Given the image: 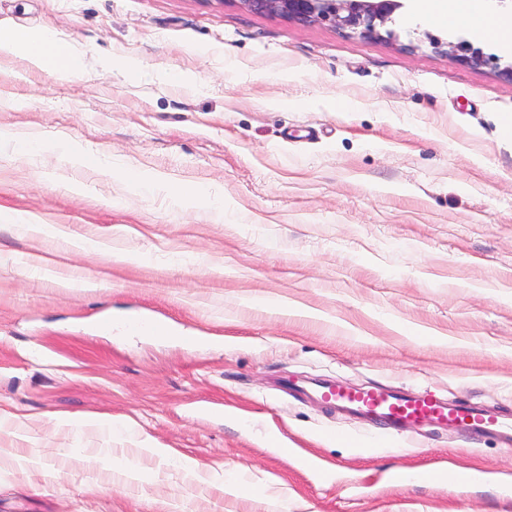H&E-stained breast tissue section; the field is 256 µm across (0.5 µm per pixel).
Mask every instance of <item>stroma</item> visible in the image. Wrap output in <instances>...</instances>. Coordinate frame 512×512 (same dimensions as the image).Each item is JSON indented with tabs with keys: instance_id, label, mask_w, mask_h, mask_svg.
I'll use <instances>...</instances> for the list:
<instances>
[{
	"instance_id": "stroma-1",
	"label": "stroma",
	"mask_w": 512,
	"mask_h": 512,
	"mask_svg": "<svg viewBox=\"0 0 512 512\" xmlns=\"http://www.w3.org/2000/svg\"><path fill=\"white\" fill-rule=\"evenodd\" d=\"M0 25L83 55L70 81L0 55V130L106 167L0 143V512H512V440L388 434L313 395L333 380L512 419V79L428 41L468 28L404 7L366 39L239 0H0ZM172 69L189 81H165ZM130 170L161 190L135 193ZM173 186L206 201L173 208ZM84 279L101 289L74 288ZM146 318L167 334L125 330ZM89 415L104 425L75 428ZM142 434L169 456L141 452ZM97 453L114 469L91 467ZM438 466L484 478L459 492L390 479ZM131 468L145 479L124 484ZM241 470L247 490L224 495L220 477Z\"/></svg>"
}]
</instances>
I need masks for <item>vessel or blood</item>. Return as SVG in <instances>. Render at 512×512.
<instances>
[{
	"label": "vessel or blood",
	"instance_id": "b4317fda",
	"mask_svg": "<svg viewBox=\"0 0 512 512\" xmlns=\"http://www.w3.org/2000/svg\"><path fill=\"white\" fill-rule=\"evenodd\" d=\"M320 396L345 408L368 415L373 421L399 431L408 425L428 421L434 424L463 425L477 433H489L505 427L496 414L473 406L451 404L432 393L411 396L390 390H356L324 387Z\"/></svg>",
	"mask_w": 512,
	"mask_h": 512
}]
</instances>
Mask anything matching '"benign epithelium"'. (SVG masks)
<instances>
[{
	"mask_svg": "<svg viewBox=\"0 0 512 512\" xmlns=\"http://www.w3.org/2000/svg\"><path fill=\"white\" fill-rule=\"evenodd\" d=\"M247 8L260 13L277 15L299 22H330L351 30L363 38L380 36L378 27L393 21V14L401 7L400 0H240ZM430 44L439 49L447 46L449 57L474 67H498L500 58L487 54L480 47L460 39L442 42L427 35Z\"/></svg>",
	"mask_w": 512,
	"mask_h": 512,
	"instance_id": "1",
	"label": "benign epithelium"
}]
</instances>
